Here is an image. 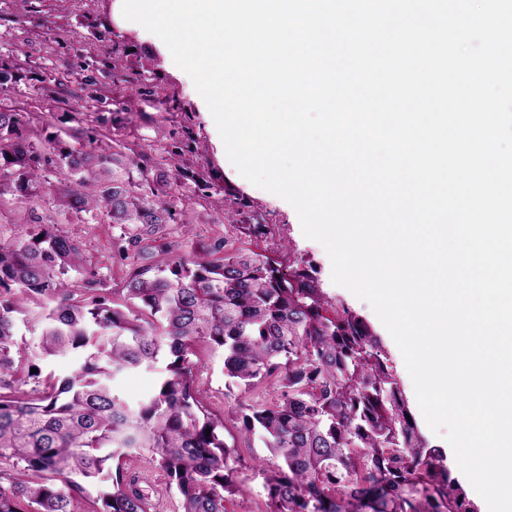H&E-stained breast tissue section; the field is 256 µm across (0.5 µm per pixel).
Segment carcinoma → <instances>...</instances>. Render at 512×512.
I'll list each match as a JSON object with an SVG mask.
<instances>
[{"mask_svg":"<svg viewBox=\"0 0 512 512\" xmlns=\"http://www.w3.org/2000/svg\"><path fill=\"white\" fill-rule=\"evenodd\" d=\"M48 100L81 96L55 80ZM32 113L0 106V202L32 204L30 219L0 240V512H153L125 459L146 453L180 499L179 512H225L239 492L237 451L224 420L207 413L193 383L197 346L224 349L225 375L243 392L273 380V402L239 407L238 432L258 433L271 463L266 512H476L428 446L370 326L329 301L305 272L269 257L192 250L173 264L134 269L120 300L58 217L120 224L143 254L165 241L178 205L224 213L229 191L188 178L181 142L113 141L109 128L74 135L78 146L28 133ZM39 326L19 335L20 317ZM88 354L58 380L44 361ZM166 361L154 396L133 405L113 387L122 373ZM39 372L32 373L30 369ZM32 383V393L17 388ZM211 432H206V429Z\"/></svg>","mask_w":512,"mask_h":512,"instance_id":"carcinoma-1","label":"carcinoma"}]
</instances>
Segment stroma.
<instances>
[{"instance_id":"stroma-1","label":"stroma","mask_w":512,"mask_h":512,"mask_svg":"<svg viewBox=\"0 0 512 512\" xmlns=\"http://www.w3.org/2000/svg\"><path fill=\"white\" fill-rule=\"evenodd\" d=\"M112 3L113 0H87L80 6L73 0L67 5L59 0H0V57L17 55L21 64L16 81L0 89V101L37 113V120L30 126L31 136L41 139L51 136L73 143L74 132L82 127L81 115L64 104L53 114H38V97L32 80L36 73L56 78L70 72L81 82L83 98L108 95L107 126L119 138L167 143L182 136L185 127H192L196 141L183 156L185 167L196 170L206 164L213 168L219 185L247 201L251 221L260 225L261 230L250 235L239 232L231 223H217L212 210L190 205L179 208L176 224L169 227L170 239H177L181 225L186 224L191 228L190 246L209 250L218 246L230 253L249 249L268 256L285 273L307 270L330 301L349 308L370 324L407 400H414L413 383L403 358L371 307L332 283L326 252L318 242L303 235L298 216L289 203L242 181L226 156L219 134L201 110L190 76L176 69L168 48L159 38L119 23L112 14ZM117 40L129 50L126 79H137L143 72L154 74L158 86L155 94L128 98L114 90L112 46ZM61 229L83 241L87 254L107 278V290L121 294L133 269L130 260L124 259L118 250L122 243L121 226L85 224L73 218L62 224ZM192 378L205 394L207 410L223 418L225 442L238 448L244 460L236 473L241 492L226 499V512H263L267 472L259 462L270 458L271 452L261 436L246 441L239 439L236 414L245 398L275 400L278 386L268 382L251 396H244L239 388L229 385L224 375L223 349L208 345L197 350ZM125 466L157 501V512H179L177 495L149 456L130 457Z\"/></svg>"}]
</instances>
